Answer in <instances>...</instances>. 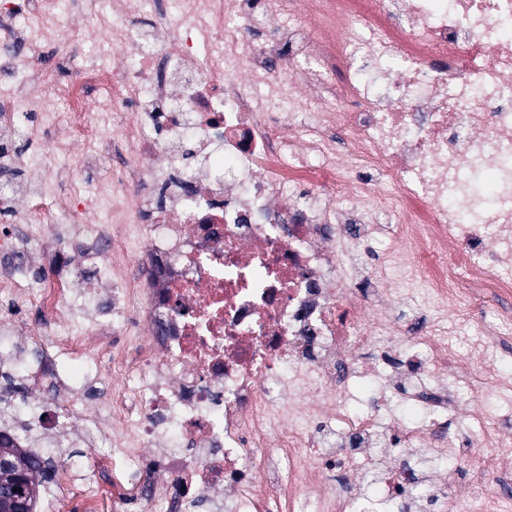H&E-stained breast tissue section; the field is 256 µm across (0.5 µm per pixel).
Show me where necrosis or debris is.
<instances>
[{
  "mask_svg": "<svg viewBox=\"0 0 512 512\" xmlns=\"http://www.w3.org/2000/svg\"><path fill=\"white\" fill-rule=\"evenodd\" d=\"M71 10L0 0V139L32 146L0 149L31 174L0 182V336L54 395L8 432L107 441L137 512H499L512 375L474 366L512 324V0H94L105 44ZM111 135L126 164L89 185L76 146ZM45 239L94 248L103 317L67 265L18 277ZM466 448L469 483L413 467Z\"/></svg>",
  "mask_w": 512,
  "mask_h": 512,
  "instance_id": "obj_1",
  "label": "necrosis or debris"
}]
</instances>
